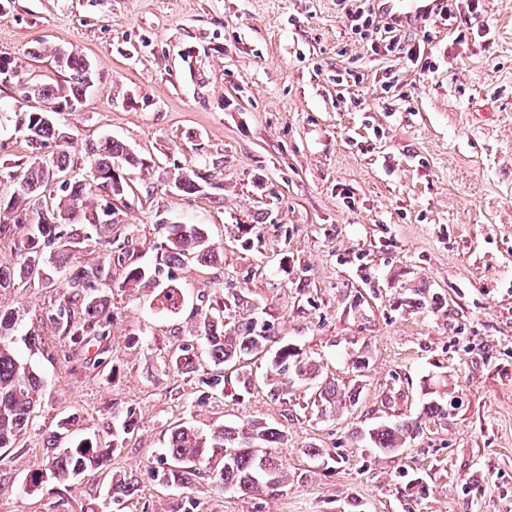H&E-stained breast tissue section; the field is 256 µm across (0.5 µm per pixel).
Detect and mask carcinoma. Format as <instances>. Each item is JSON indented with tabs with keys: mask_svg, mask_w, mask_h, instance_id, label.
Segmentation results:
<instances>
[{
	"mask_svg": "<svg viewBox=\"0 0 512 512\" xmlns=\"http://www.w3.org/2000/svg\"><path fill=\"white\" fill-rule=\"evenodd\" d=\"M63 71L67 85L35 84L23 88L24 93L44 102L65 98L71 104L80 101L88 85L85 58L67 55ZM49 111L31 112L24 120L30 141L39 147L55 148L52 158L33 162L9 172L15 182L13 193L7 198L14 224L0 223V236L13 227H26L28 233L22 262L12 266L0 264V288H9L32 278L34 266L54 270L64 276L67 293L59 299L55 318L59 332L71 344L84 347L92 339L108 335L112 325L109 297L97 288L108 278L109 265L87 268L79 265L73 248L94 232L96 244L104 258L112 259V205H94L87 202L92 185L73 178L61 189L55 199L54 210L66 214L70 223H54L51 213L37 210V201L55 170L71 168L68 147L69 133L59 125L44 119ZM89 168L100 173L97 188L109 197L125 194L123 177H114V163L123 161L130 166L139 160L130 155L126 145L112 138H104L86 149ZM219 258V251L211 243L205 225L174 224L162 247L160 262L152 269L130 266L124 284L149 288L154 294L156 308L162 313L175 314L184 303L180 289L159 282L161 268L183 266L188 262L208 265ZM18 318L8 311H0V449L14 448L32 428L35 406L41 398L44 381L19 353L17 341L26 348L37 346L38 338L26 333L15 336ZM206 353L215 370L210 384L224 388L222 369L243 360L268 358L267 380L276 390H286L317 376V365L305 360L300 353L284 343L271 346L273 337L252 323L242 329L224 324V306L215 303L198 325ZM315 400L328 413L341 404L334 386H318ZM372 447L393 452L410 437V426L402 420L387 422L368 433ZM282 431L261 419L252 418L235 426H221L208 434L182 423L172 427L166 448L163 449L160 480L167 486L189 484L203 469H208L212 481L241 497H251L274 490L283 482L284 467L270 451L279 443ZM109 453L89 442H80L60 448L48 460L54 478L66 483L76 474H84L107 465Z\"/></svg>",
	"mask_w": 512,
	"mask_h": 512,
	"instance_id": "carcinoma-1",
	"label": "carcinoma"
}]
</instances>
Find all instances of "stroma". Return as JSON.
Wrapping results in <instances>:
<instances>
[{
	"label": "stroma",
	"mask_w": 512,
	"mask_h": 512,
	"mask_svg": "<svg viewBox=\"0 0 512 512\" xmlns=\"http://www.w3.org/2000/svg\"><path fill=\"white\" fill-rule=\"evenodd\" d=\"M469 2L389 52L352 36L358 0H0V165L41 155L20 124L41 103L20 83L66 79L40 42L96 70L78 109L53 116L72 166L88 175L85 149L106 137L142 160L111 201L112 235L132 244L110 267L106 339L77 349L58 333L62 277L0 289L42 338L25 357L44 380L30 432L0 452V512H512V0ZM172 224L206 225L221 258L170 270L185 303L168 316L122 282L154 265ZM219 300L230 322L319 361L344 397L335 415L274 392L260 361L250 388L210 389L196 325ZM182 350L193 373L170 361ZM69 415L71 442L116 449L61 483L46 463ZM251 418L285 433L279 488L157 479L176 423ZM400 418L414 424L404 448H373L368 430ZM116 478L136 485L119 505Z\"/></svg>",
	"instance_id": "obj_1"
}]
</instances>
